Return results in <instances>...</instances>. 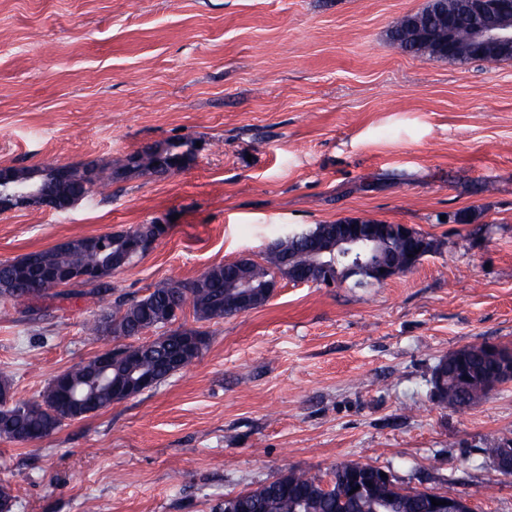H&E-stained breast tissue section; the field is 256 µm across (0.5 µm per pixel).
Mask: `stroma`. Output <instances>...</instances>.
Listing matches in <instances>:
<instances>
[{
	"label": "stroma",
	"instance_id": "stroma-1",
	"mask_svg": "<svg viewBox=\"0 0 512 512\" xmlns=\"http://www.w3.org/2000/svg\"><path fill=\"white\" fill-rule=\"evenodd\" d=\"M428 0H0V170L121 168L183 142L181 171L129 175L69 210L0 212V261L137 224L168 233L114 274L140 298L284 227L406 224L435 253L370 288L282 279L262 306L180 324L203 355L51 436L0 439L12 512H220L288 470L368 463L402 488L512 512L487 448L512 381L460 411L432 396L448 352L512 348V60L410 54L393 23ZM72 295L43 321L0 307V368L26 400L114 345Z\"/></svg>",
	"mask_w": 512,
	"mask_h": 512
}]
</instances>
